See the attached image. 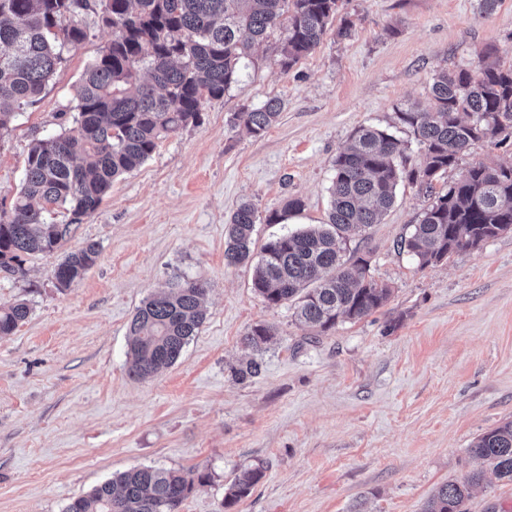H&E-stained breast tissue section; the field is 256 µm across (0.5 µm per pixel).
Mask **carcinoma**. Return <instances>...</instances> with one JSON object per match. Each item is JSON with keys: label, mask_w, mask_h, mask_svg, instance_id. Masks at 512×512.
<instances>
[{"label": "carcinoma", "mask_w": 512, "mask_h": 512, "mask_svg": "<svg viewBox=\"0 0 512 512\" xmlns=\"http://www.w3.org/2000/svg\"><path fill=\"white\" fill-rule=\"evenodd\" d=\"M337 11L338 0H0V131L43 92L64 61V48L87 38L80 23L86 13L112 29V39L81 78L75 105L60 113L61 132L34 142L19 190L11 201H0V271L24 275L25 256L57 248L99 208L115 178L144 164L168 134L199 123L205 103L238 82L243 60L271 31L286 30L279 65L289 70L320 46ZM430 93V107L397 112L420 146L417 163L396 162L407 146L394 134L356 129L333 160L326 222L261 247L252 285L268 304L295 302L298 319L321 334L383 307L391 288L366 277L365 259L349 263L344 253L348 232L379 223L404 183L433 197L397 243L422 267L512 230V161L476 163L446 189L435 187L473 144L497 146L512 138V64L484 53L474 72L435 74ZM281 109L279 100L270 99L232 113L229 122L260 136ZM304 208L302 198L290 196L266 223L280 224ZM58 209L64 211L59 224L48 220ZM255 224L253 205L241 203L225 227L227 265L253 259ZM97 257L94 242L68 254L53 271L57 285L81 280ZM207 292L206 282L175 276L141 302L129 327L131 378L145 380L180 359L203 323ZM29 313L25 302L0 306V337L13 334ZM272 336L271 327L257 324L242 341L259 351ZM261 373L254 358L232 368L239 382ZM470 454L512 483V421L480 435ZM263 474L261 462L242 469L224 506L249 496ZM481 478L476 472L441 485L425 512H463ZM209 479L199 471L133 468L70 500L62 512H179Z\"/></svg>", "instance_id": "obj_1"}]
</instances>
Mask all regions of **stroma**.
Masks as SVG:
<instances>
[{
    "instance_id": "1",
    "label": "stroma",
    "mask_w": 512,
    "mask_h": 512,
    "mask_svg": "<svg viewBox=\"0 0 512 512\" xmlns=\"http://www.w3.org/2000/svg\"><path fill=\"white\" fill-rule=\"evenodd\" d=\"M352 37L327 35L290 70L276 62L285 30L245 62L237 83L208 101L202 121L161 140L138 169L112 183L98 210L52 252L26 258L25 275L0 273V305L30 307L0 338V512H61L113 476L140 466L210 475L180 512H424L443 483L483 470L467 512H512V484L469 453L512 420V231L419 267L396 242L430 200L400 187L380 223L348 247L387 284L385 306L318 335L294 308L268 306L252 265L224 262L225 224L251 203L266 223L302 197L297 223L324 222L332 160L361 126L386 129L418 159L399 109L431 103L433 75L472 68L484 51L512 63V0H342ZM44 92L0 133V198L20 186L31 143L58 133L86 66L110 39L96 16ZM279 98L266 133L229 124L231 113ZM99 246L70 288L53 271L66 253ZM206 281L205 319L178 362L157 376L128 375V327L141 301L172 277ZM268 324L262 374L235 381L242 337ZM264 476L232 509L224 494L242 467ZM305 208V202L301 197L290 196L285 201L281 209L272 211L266 216V223L281 224L288 220V218L301 213Z\"/></svg>"
}]
</instances>
